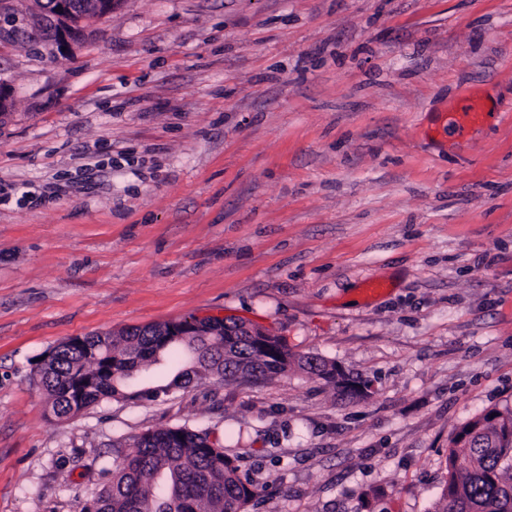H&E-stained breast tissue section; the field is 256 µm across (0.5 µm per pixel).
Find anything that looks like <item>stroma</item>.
Returning a JSON list of instances; mask_svg holds the SVG:
<instances>
[{
  "mask_svg": "<svg viewBox=\"0 0 512 512\" xmlns=\"http://www.w3.org/2000/svg\"><path fill=\"white\" fill-rule=\"evenodd\" d=\"M0 78V512H81L183 425L248 512H431L458 428L512 407V122L441 128L470 93L512 113V0H125ZM190 316L367 394L294 372L60 420L33 381L69 338Z\"/></svg>",
  "mask_w": 512,
  "mask_h": 512,
  "instance_id": "35a3bbf8",
  "label": "stroma"
}]
</instances>
